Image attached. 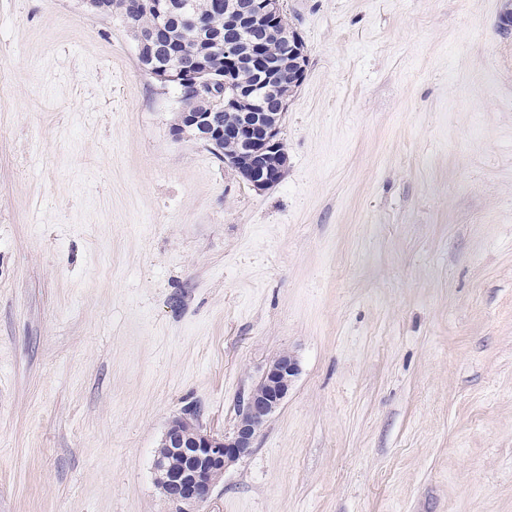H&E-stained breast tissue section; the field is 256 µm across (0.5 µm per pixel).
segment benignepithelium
I'll use <instances>...</instances> for the list:
<instances>
[{"mask_svg":"<svg viewBox=\"0 0 512 512\" xmlns=\"http://www.w3.org/2000/svg\"><path fill=\"white\" fill-rule=\"evenodd\" d=\"M173 0H136L130 11L151 10L168 15ZM129 28L139 47L156 46L162 56L176 55L161 36V24L143 30ZM226 37L211 38L205 49L173 66L161 68L148 57L140 68L166 87L193 100L192 112L180 113L173 128L176 136L192 135L212 150L224 153V164L234 169L256 191L278 184L288 168V153L281 138V123L288 106V94H275L282 64L270 56L268 41L279 43L292 70L293 83L303 82L308 48L288 23L284 0H228L224 6ZM224 56V72L212 70L208 55ZM248 68L256 80L239 79ZM299 373L296 356L285 351L266 366L260 380L242 401L237 421L229 433H214L200 423V409L188 407L171 419L160 440V447L182 459L174 468L157 454L153 461L155 480L162 495L177 512H198L225 470L250 454L260 429L282 406Z\"/></svg>","mask_w":512,"mask_h":512,"instance_id":"obj_1","label":"benign epithelium"}]
</instances>
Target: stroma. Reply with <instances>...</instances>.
<instances>
[{
  "label": "stroma",
  "instance_id": "stroma-1",
  "mask_svg": "<svg viewBox=\"0 0 512 512\" xmlns=\"http://www.w3.org/2000/svg\"><path fill=\"white\" fill-rule=\"evenodd\" d=\"M504 0H285L307 45L284 178L175 137L119 16L0 0V512H175L185 407L231 431L200 512H512ZM299 370L293 353L274 357L242 401L232 432L219 434L204 428L197 407L184 409L168 422L159 448H167L183 464L172 468L166 457L156 454L153 470L158 488L177 512H198L225 470L252 452L258 432L288 397Z\"/></svg>",
  "mask_w": 512,
  "mask_h": 512
}]
</instances>
